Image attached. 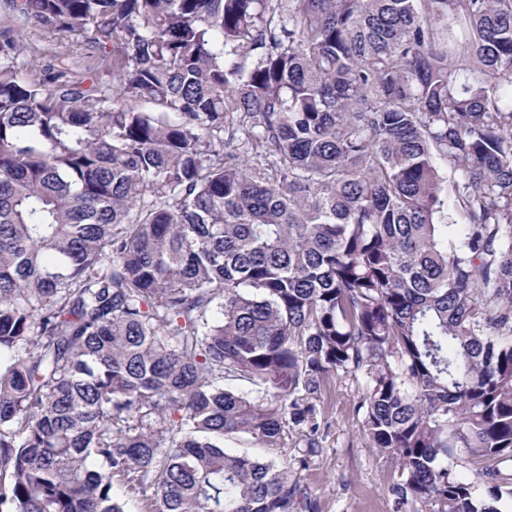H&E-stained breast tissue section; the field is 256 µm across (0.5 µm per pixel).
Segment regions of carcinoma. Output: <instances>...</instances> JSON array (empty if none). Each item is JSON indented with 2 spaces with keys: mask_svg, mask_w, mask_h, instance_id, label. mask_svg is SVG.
Segmentation results:
<instances>
[{
  "mask_svg": "<svg viewBox=\"0 0 512 512\" xmlns=\"http://www.w3.org/2000/svg\"><path fill=\"white\" fill-rule=\"evenodd\" d=\"M3 5L0 512H315L224 442L306 469L334 375L396 512H500L512 0ZM23 39L25 56L28 59H37L41 66L58 64V61L54 58L55 55L69 49L72 50L71 44L67 48L61 47L51 32L38 27L28 28Z\"/></svg>",
  "mask_w": 512,
  "mask_h": 512,
  "instance_id": "carcinoma-1",
  "label": "carcinoma"
}]
</instances>
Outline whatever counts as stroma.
Returning a JSON list of instances; mask_svg holds the SVG:
<instances>
[{"mask_svg": "<svg viewBox=\"0 0 512 512\" xmlns=\"http://www.w3.org/2000/svg\"><path fill=\"white\" fill-rule=\"evenodd\" d=\"M361 384L333 378L324 399L328 427L320 452L312 456L300 481L318 504V512H396L389 493L393 461L366 444L354 407Z\"/></svg>", "mask_w": 512, "mask_h": 512, "instance_id": "1", "label": "stroma"}]
</instances>
